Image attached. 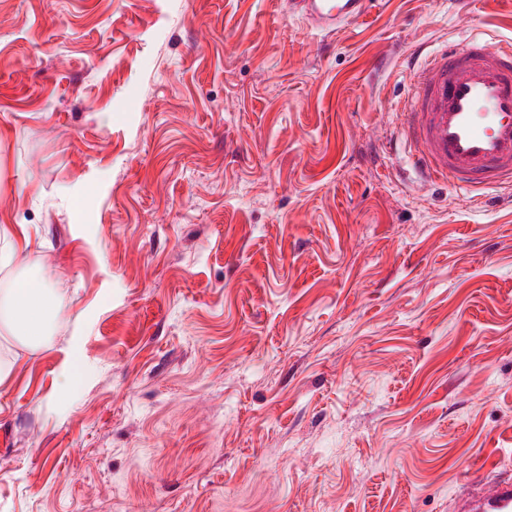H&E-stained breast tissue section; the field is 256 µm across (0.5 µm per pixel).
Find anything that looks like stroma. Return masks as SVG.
I'll list each match as a JSON object with an SVG mask.
<instances>
[{
  "label": "stroma",
  "instance_id": "35a3bbf8",
  "mask_svg": "<svg viewBox=\"0 0 512 512\" xmlns=\"http://www.w3.org/2000/svg\"><path fill=\"white\" fill-rule=\"evenodd\" d=\"M512 0H0V512H458L512 481V190L411 166L408 56ZM78 363L70 393L62 372ZM491 392L484 403L478 396ZM380 0H290L288 11L313 27L335 33L367 16ZM56 299L48 277L40 272L22 275L9 297H0V324L22 348L31 352L51 348L49 328Z\"/></svg>",
  "mask_w": 512,
  "mask_h": 512
}]
</instances>
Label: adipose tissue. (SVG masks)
<instances>
[{"instance_id":"obj_1","label":"adipose tissue","mask_w":512,"mask_h":512,"mask_svg":"<svg viewBox=\"0 0 512 512\" xmlns=\"http://www.w3.org/2000/svg\"><path fill=\"white\" fill-rule=\"evenodd\" d=\"M56 299L48 277L40 272L22 275L7 299H0V325L22 348L32 352L49 349V328Z\"/></svg>"}]
</instances>
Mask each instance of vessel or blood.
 I'll return each mask as SVG.
<instances>
[{
  "instance_id": "obj_1",
  "label": "vessel or blood",
  "mask_w": 512,
  "mask_h": 512,
  "mask_svg": "<svg viewBox=\"0 0 512 512\" xmlns=\"http://www.w3.org/2000/svg\"><path fill=\"white\" fill-rule=\"evenodd\" d=\"M377 0H289L288 10L333 33L367 16ZM398 114L409 158L423 179L463 195L512 183V44L463 43L412 74ZM462 512H512V484L485 483Z\"/></svg>"
}]
</instances>
